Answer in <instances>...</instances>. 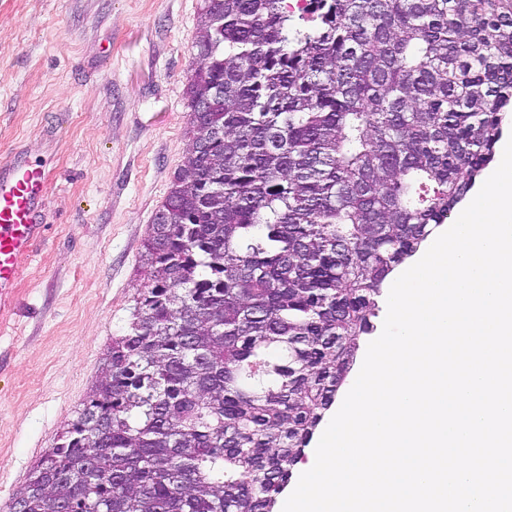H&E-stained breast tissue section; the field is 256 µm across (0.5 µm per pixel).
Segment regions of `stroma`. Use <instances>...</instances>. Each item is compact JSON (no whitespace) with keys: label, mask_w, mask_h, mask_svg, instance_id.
Returning <instances> with one entry per match:
<instances>
[{"label":"stroma","mask_w":512,"mask_h":512,"mask_svg":"<svg viewBox=\"0 0 512 512\" xmlns=\"http://www.w3.org/2000/svg\"><path fill=\"white\" fill-rule=\"evenodd\" d=\"M202 0H0V161L49 175L48 237L0 314V512L126 333L189 149Z\"/></svg>","instance_id":"35a3bbf8"}]
</instances>
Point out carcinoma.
Here are the masks:
<instances>
[{"instance_id":"obj_1","label":"carcinoma","mask_w":512,"mask_h":512,"mask_svg":"<svg viewBox=\"0 0 512 512\" xmlns=\"http://www.w3.org/2000/svg\"><path fill=\"white\" fill-rule=\"evenodd\" d=\"M195 47L132 321L22 512H273L512 111V0H203ZM429 241H430V237L428 238V240L424 243V245L420 249L421 251L419 253H417L414 257L406 260V262L403 263L401 266H399L395 270V272L384 283L383 290H382L383 291V295L379 299L380 311H379L378 316L372 319V322L374 323V326H375L374 331L370 335H365V336H361L360 337V339H359V348H358V350L356 352V360H355V364L353 366V369L349 373L346 382L344 383V385L341 387L340 391L338 392V395L336 396L335 403L332 405L330 410L326 412L323 421L318 426V428H317V430L315 432V435H314V437H313L309 447L305 449L304 457L293 467V469H292V477H291V479H290V481L288 483V486L285 488V490L280 495L277 496L276 504H275V507L273 509L274 512H279L280 501L289 492V490L292 489L297 471L302 467V465L306 464V462L308 461L310 455L313 453L314 449L316 448V446L318 444V441H319V439H320V437L322 435V432H323V429H324V426H325L327 420L335 413L337 403H338L339 399L341 398V396L343 395L344 391L347 388L349 378L360 369L368 344L372 341L373 337L376 336L377 333L383 328V322H384V319H385V316H386V313H387L386 301H387V295H388V286H389L390 282L397 275H399L401 272L407 270L408 268H410L415 263V261L418 259L420 254L427 248Z\"/></svg>"}]
</instances>
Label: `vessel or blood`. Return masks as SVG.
Segmentation results:
<instances>
[{
    "mask_svg": "<svg viewBox=\"0 0 512 512\" xmlns=\"http://www.w3.org/2000/svg\"><path fill=\"white\" fill-rule=\"evenodd\" d=\"M45 170L15 151L0 162V302L9 299L24 262L48 229L42 208Z\"/></svg>",
    "mask_w": 512,
    "mask_h": 512,
    "instance_id": "b4317fda",
    "label": "vessel or blood"
}]
</instances>
